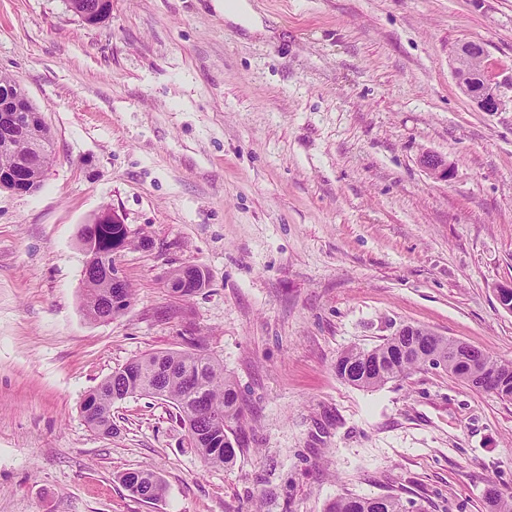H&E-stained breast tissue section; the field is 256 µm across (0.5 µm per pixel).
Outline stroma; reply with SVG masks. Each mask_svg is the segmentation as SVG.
Instances as JSON below:
<instances>
[{
  "instance_id": "stroma-1",
  "label": "stroma",
  "mask_w": 512,
  "mask_h": 512,
  "mask_svg": "<svg viewBox=\"0 0 512 512\" xmlns=\"http://www.w3.org/2000/svg\"><path fill=\"white\" fill-rule=\"evenodd\" d=\"M112 0L90 25L65 0H0V74L41 111L40 188L0 191V512H325L389 492L422 512L512 496V402L427 367L375 389L337 357L402 326L512 362V112L479 111L451 56L483 41L512 72V0ZM442 156L449 179L424 153ZM112 208L131 290L81 310L78 230ZM193 264L206 288L180 296ZM224 363L235 464L208 466L167 401L80 406L148 353ZM166 493L133 496L123 473ZM248 0H225L224 3H219L221 10L224 12V17L234 21H240L250 27L251 31L259 30L261 27L254 26L252 23L254 12ZM121 480L132 494L142 499L158 500L165 493L161 478L148 468L135 470V474L127 472L121 476Z\"/></svg>"
}]
</instances>
